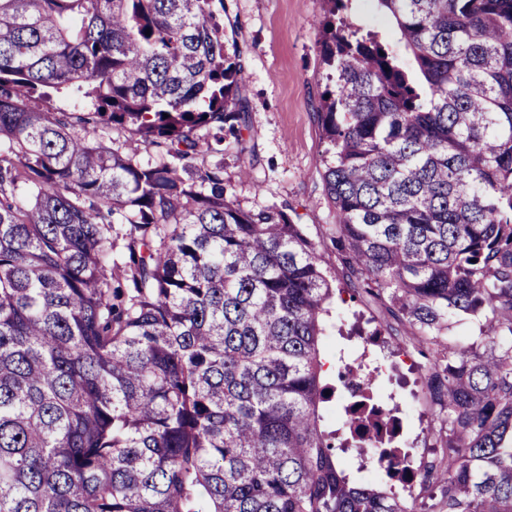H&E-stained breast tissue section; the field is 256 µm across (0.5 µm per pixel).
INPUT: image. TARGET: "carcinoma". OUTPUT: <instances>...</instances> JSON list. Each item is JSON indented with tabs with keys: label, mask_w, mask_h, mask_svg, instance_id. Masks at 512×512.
Listing matches in <instances>:
<instances>
[{
	"label": "carcinoma",
	"mask_w": 512,
	"mask_h": 512,
	"mask_svg": "<svg viewBox=\"0 0 512 512\" xmlns=\"http://www.w3.org/2000/svg\"><path fill=\"white\" fill-rule=\"evenodd\" d=\"M326 2L330 242L352 295L435 354L446 461L408 506L350 480L320 427L318 248L196 164L249 129L224 0H0V512H512V0H377L408 66ZM63 89L90 111L45 109ZM460 314L489 354L448 340ZM341 378L374 404L341 451L409 461L376 376ZM89 137L91 139L102 140L106 145L114 149L120 148V150L125 153L135 152L137 158L143 163H147L148 161L153 162L156 158V150L153 147L129 140V134L125 132L117 130H98L95 134H89Z\"/></svg>",
	"instance_id": "1"
}]
</instances>
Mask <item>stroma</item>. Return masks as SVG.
I'll return each mask as SVG.
<instances>
[{
    "instance_id": "35a3bbf8",
    "label": "stroma",
    "mask_w": 512,
    "mask_h": 512,
    "mask_svg": "<svg viewBox=\"0 0 512 512\" xmlns=\"http://www.w3.org/2000/svg\"><path fill=\"white\" fill-rule=\"evenodd\" d=\"M324 0H224V42L237 47L245 72L242 97L249 130L244 147L201 158L202 166H224V182L242 209H283L319 243L321 266L339 294L331 301L322 347L324 382L337 384L345 363L362 359L377 370L376 389L403 424L398 447L410 449L415 464L441 459L433 431L440 422L426 398L429 357L405 341L404 328L372 299L343 292L341 269L329 241L335 213L322 180L325 144L315 119L329 71L321 60ZM350 30L371 34L402 51L394 21L376 0H350ZM382 331L379 345L351 338L354 323Z\"/></svg>"
}]
</instances>
